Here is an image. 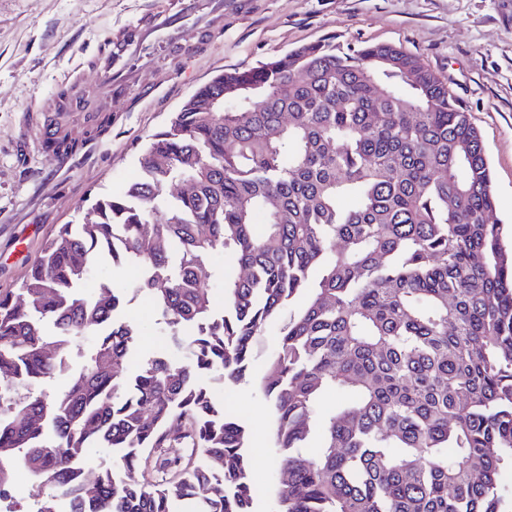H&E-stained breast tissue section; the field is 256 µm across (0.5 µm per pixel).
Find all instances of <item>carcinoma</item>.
<instances>
[{
  "label": "carcinoma",
  "instance_id": "obj_1",
  "mask_svg": "<svg viewBox=\"0 0 512 512\" xmlns=\"http://www.w3.org/2000/svg\"><path fill=\"white\" fill-rule=\"evenodd\" d=\"M138 165L0 293V512H26L19 468L36 512L63 491L70 512H252L246 429L207 378L243 380L286 310L263 383L278 512H512V253L447 84L392 46L309 44L199 87ZM102 258L143 268L136 291L182 354L132 360L124 289L82 291ZM181 446L194 458L171 480L135 478ZM90 448L112 469L89 472Z\"/></svg>",
  "mask_w": 512,
  "mask_h": 512
}]
</instances>
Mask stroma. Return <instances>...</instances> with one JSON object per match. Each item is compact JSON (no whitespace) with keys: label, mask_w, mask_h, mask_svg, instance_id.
I'll list each match as a JSON object with an SVG mask.
<instances>
[{"label":"stroma","mask_w":512,"mask_h":512,"mask_svg":"<svg viewBox=\"0 0 512 512\" xmlns=\"http://www.w3.org/2000/svg\"><path fill=\"white\" fill-rule=\"evenodd\" d=\"M172 2L0 0V292L19 287L55 229L77 222L80 206L137 177L145 144L200 85L330 37L402 48L447 84L481 135L497 216L512 225V0H224L218 12L202 0L196 15L183 17L182 39L140 52L122 92L109 95L97 66L112 40ZM64 88L74 97L60 114ZM97 116L108 122L100 134L91 130ZM56 121L83 142L63 168L43 144L44 126ZM107 276L125 290L124 315L144 332L142 353H173L151 296L133 288L141 267L127 263ZM278 340L275 325L256 338L240 383L210 377L249 433L253 512L278 510L262 390Z\"/></svg>","instance_id":"35a3bbf8"}]
</instances>
